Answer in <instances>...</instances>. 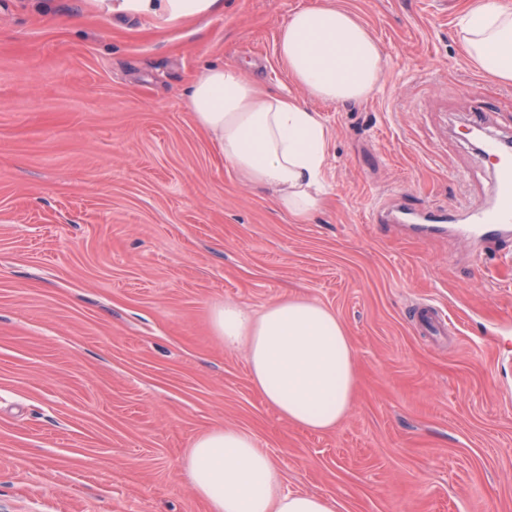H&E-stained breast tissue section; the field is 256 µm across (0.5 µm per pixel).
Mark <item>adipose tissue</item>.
I'll return each instance as SVG.
<instances>
[{
    "mask_svg": "<svg viewBox=\"0 0 512 512\" xmlns=\"http://www.w3.org/2000/svg\"><path fill=\"white\" fill-rule=\"evenodd\" d=\"M108 14H135L161 24L204 17L224 0H95ZM458 31L471 64L487 79L512 83V7L469 0ZM277 54L293 83L332 103L363 101L385 79L381 46L353 13L331 0L292 13L281 25ZM185 100L196 126L217 146L240 180L270 192L295 222L320 207L328 130L318 112L271 92L242 71L210 66L192 79ZM224 347H245L256 391L288 422L313 431L335 429L357 387L346 328L323 305L302 297L268 305L261 314L227 302L212 312ZM192 492L210 512H336L334 500L283 488L281 467L248 432L220 428L188 449Z\"/></svg>",
    "mask_w": 512,
    "mask_h": 512,
    "instance_id": "obj_1",
    "label": "adipose tissue"
}]
</instances>
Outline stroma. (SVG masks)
<instances>
[{
	"label": "stroma",
	"mask_w": 512,
	"mask_h": 512,
	"mask_svg": "<svg viewBox=\"0 0 512 512\" xmlns=\"http://www.w3.org/2000/svg\"><path fill=\"white\" fill-rule=\"evenodd\" d=\"M315 0H224L156 26L92 0H0V512H209L183 460L252 433L284 487L338 512H512V236L491 276L453 234L376 222L407 205L461 224L491 202L461 131L512 140V86L458 36L463 0H334L379 38L369 100H309L329 132L325 201L294 223L246 186L184 102L210 65L299 95L280 25ZM301 296L336 313L358 387L335 430L289 423L213 309ZM434 304L455 325H413Z\"/></svg>",
	"instance_id": "obj_1"
}]
</instances>
